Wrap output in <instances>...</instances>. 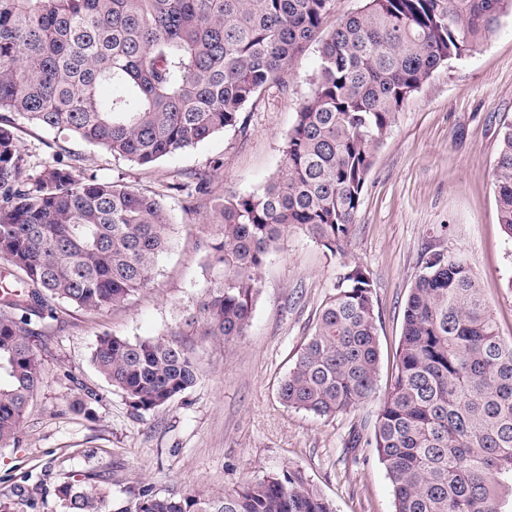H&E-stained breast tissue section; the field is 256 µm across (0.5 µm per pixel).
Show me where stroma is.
Listing matches in <instances>:
<instances>
[{
  "label": "stroma",
  "mask_w": 512,
  "mask_h": 512,
  "mask_svg": "<svg viewBox=\"0 0 512 512\" xmlns=\"http://www.w3.org/2000/svg\"><path fill=\"white\" fill-rule=\"evenodd\" d=\"M320 65L318 42L291 63L287 90L263 92L230 128L149 167L112 157L76 137L18 120L27 174L53 159L80 171L160 194L172 218L171 246L148 284L128 301L90 313L58 305L35 340L45 371L19 434L0 446V503L15 500L24 476L43 480L35 512H61L54 488L93 473L109 483L112 512L138 488L202 489L220 495L268 474L301 470L335 512H395L392 486L375 449L350 445L354 422L374 432L379 397L395 374L403 314L428 250L470 258L500 335L512 341V240L498 222L494 162L512 122V10L469 56L438 68L399 112L375 153L347 255L331 254L289 230L259 275L245 336L232 346L203 340L186 319L205 289L206 221L230 191H260L282 164L285 140ZM203 175L207 194L171 191ZM373 280L380 352L378 396L326 420L285 407L278 386L312 336L319 308L343 263ZM170 332L192 353L201 379L182 399L137 414L92 365L105 334L130 340ZM95 393L92 415L78 410Z\"/></svg>",
  "instance_id": "obj_1"
}]
</instances>
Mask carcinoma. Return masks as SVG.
I'll list each match as a JSON object with an SVG mask.
<instances>
[{"instance_id": "cac0c4a2", "label": "carcinoma", "mask_w": 512, "mask_h": 512, "mask_svg": "<svg viewBox=\"0 0 512 512\" xmlns=\"http://www.w3.org/2000/svg\"><path fill=\"white\" fill-rule=\"evenodd\" d=\"M330 0H0V444L16 440L44 380L31 316L63 301L99 312L143 288L170 245L158 195L55 160L24 176L7 112L151 166L239 125L263 91L288 87ZM512 0H365L320 40V66L288 132L279 173L218 204L208 285L191 323L232 345L244 335L259 271L288 229L343 255L374 154L441 65L474 52ZM112 89L107 101L100 88ZM498 221L512 240V124L494 166ZM370 273L343 267L278 396L326 420L376 394L378 314ZM99 373L138 413L197 385L174 338L101 337ZM396 512H503L512 487V342L470 262L429 251L410 289L396 373L373 436ZM93 474L54 488L63 512H112ZM125 512H334L300 470L232 492L143 486Z\"/></svg>"}]
</instances>
